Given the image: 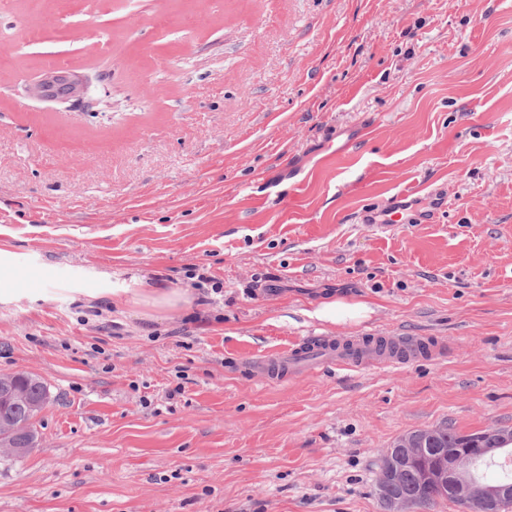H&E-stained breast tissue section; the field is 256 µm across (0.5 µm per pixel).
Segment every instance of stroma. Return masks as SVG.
I'll use <instances>...</instances> for the list:
<instances>
[{
	"label": "stroma",
	"mask_w": 512,
	"mask_h": 512,
	"mask_svg": "<svg viewBox=\"0 0 512 512\" xmlns=\"http://www.w3.org/2000/svg\"><path fill=\"white\" fill-rule=\"evenodd\" d=\"M52 64L90 109L28 96ZM0 242L85 289L0 302V375L50 391L35 448L0 453V512H383L396 438L512 428V6L0 0ZM102 271L193 308L114 315ZM333 300L370 311L311 318ZM367 333L447 351L249 367ZM444 349V343L435 336H305L285 353L259 355L251 366L253 372L267 381L279 382L300 370L325 366L350 371L366 367L393 369L414 360L440 356Z\"/></svg>",
	"instance_id": "obj_1"
}]
</instances>
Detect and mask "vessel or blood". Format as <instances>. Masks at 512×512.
Masks as SVG:
<instances>
[{"label": "vessel or blood", "instance_id": "b4317fda", "mask_svg": "<svg viewBox=\"0 0 512 512\" xmlns=\"http://www.w3.org/2000/svg\"><path fill=\"white\" fill-rule=\"evenodd\" d=\"M444 349V343L434 336H305L287 352L259 355L251 366L267 381L279 382L300 370L325 366L350 371L366 367L393 369L441 355Z\"/></svg>", "mask_w": 512, "mask_h": 512}]
</instances>
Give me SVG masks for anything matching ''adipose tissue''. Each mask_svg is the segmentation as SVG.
I'll return each mask as SVG.
<instances>
[{"label": "adipose tissue", "instance_id": "1", "mask_svg": "<svg viewBox=\"0 0 512 512\" xmlns=\"http://www.w3.org/2000/svg\"><path fill=\"white\" fill-rule=\"evenodd\" d=\"M98 280L96 296L108 298L116 313H124L129 305H139L143 308L142 319L150 322L164 320L173 311H187L193 303L191 293L185 288L149 287L135 276L127 284L116 287L105 272L99 273Z\"/></svg>", "mask_w": 512, "mask_h": 512}]
</instances>
